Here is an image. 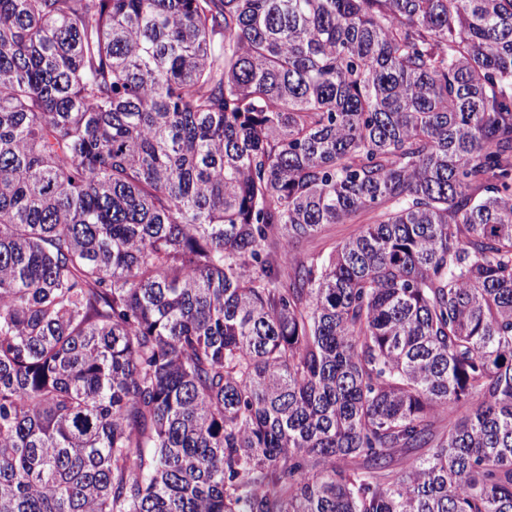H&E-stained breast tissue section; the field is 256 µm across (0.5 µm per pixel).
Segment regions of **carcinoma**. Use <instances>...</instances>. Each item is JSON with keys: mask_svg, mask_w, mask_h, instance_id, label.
I'll return each mask as SVG.
<instances>
[{"mask_svg": "<svg viewBox=\"0 0 512 512\" xmlns=\"http://www.w3.org/2000/svg\"><path fill=\"white\" fill-rule=\"evenodd\" d=\"M0 512H512V0H0ZM356 228L355 224H328L322 235L311 240L305 247L310 250L329 247L335 242L347 239Z\"/></svg>", "mask_w": 512, "mask_h": 512, "instance_id": "carcinoma-1", "label": "carcinoma"}]
</instances>
